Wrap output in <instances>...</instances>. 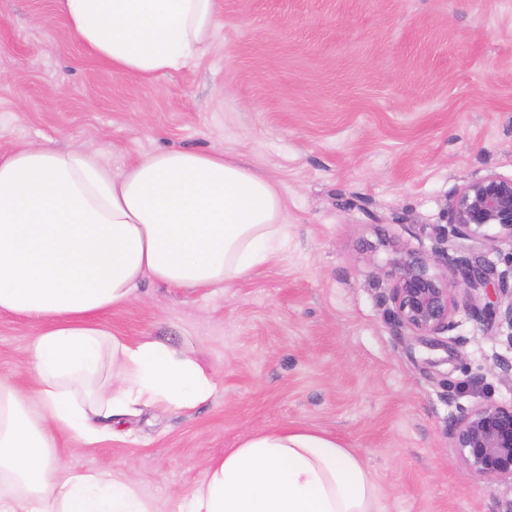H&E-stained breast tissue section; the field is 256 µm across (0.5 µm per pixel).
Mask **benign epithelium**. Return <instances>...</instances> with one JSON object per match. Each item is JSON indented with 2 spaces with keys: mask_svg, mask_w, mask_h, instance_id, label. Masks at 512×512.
<instances>
[{
  "mask_svg": "<svg viewBox=\"0 0 512 512\" xmlns=\"http://www.w3.org/2000/svg\"><path fill=\"white\" fill-rule=\"evenodd\" d=\"M449 211L450 223L436 229L433 254L401 251L391 260L389 315L414 336H433L451 327L456 290L483 292L492 300L473 309L472 316L489 326L507 325L512 348V259L501 272L466 254L447 259L444 270L436 260L441 245L453 238L473 244L512 239V179L489 174L468 182ZM450 436L472 474L489 484H512V403L473 407L454 421Z\"/></svg>",
  "mask_w": 512,
  "mask_h": 512,
  "instance_id": "obj_1",
  "label": "benign epithelium"
}]
</instances>
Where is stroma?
<instances>
[{
	"mask_svg": "<svg viewBox=\"0 0 512 512\" xmlns=\"http://www.w3.org/2000/svg\"><path fill=\"white\" fill-rule=\"evenodd\" d=\"M197 66L152 80L108 74L55 0H0V157L40 143L120 171L170 149L217 152L284 204L282 251L229 288L145 282L102 317L207 362L214 396L145 408L70 465L131 472L158 512H183L211 461L251 433L321 430L376 471L389 512H506L512 487L473 476L449 429L512 402L488 366L507 328L458 293L437 346L387 314L396 252L433 229L474 178L512 179V0H220ZM35 324L0 314V375L25 383Z\"/></svg>",
	"mask_w": 512,
	"mask_h": 512,
	"instance_id": "35a3bbf8",
	"label": "stroma"
}]
</instances>
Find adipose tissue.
<instances>
[{"mask_svg":"<svg viewBox=\"0 0 512 512\" xmlns=\"http://www.w3.org/2000/svg\"><path fill=\"white\" fill-rule=\"evenodd\" d=\"M88 54L146 78L204 55L218 0H57ZM288 240L266 179L219 153L166 150L123 173L76 150L30 145L0 157V314L39 326L28 385L0 376V512H158L123 474L68 467L58 434L86 445L137 407L209 400L211 367L102 314L145 281L229 286ZM185 512H388L361 455L326 432H254L208 468Z\"/></svg>","mask_w":512,"mask_h":512,"instance_id":"obj_1","label":"adipose tissue"}]
</instances>
